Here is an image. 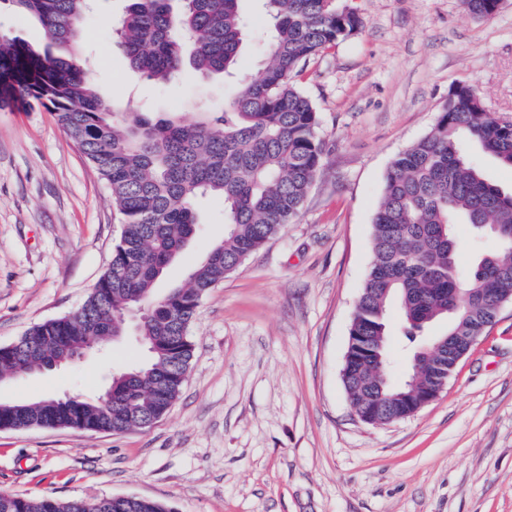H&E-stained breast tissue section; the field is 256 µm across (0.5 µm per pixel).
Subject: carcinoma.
Here are the masks:
<instances>
[{"instance_id":"1","label":"carcinoma","mask_w":512,"mask_h":512,"mask_svg":"<svg viewBox=\"0 0 512 512\" xmlns=\"http://www.w3.org/2000/svg\"><path fill=\"white\" fill-rule=\"evenodd\" d=\"M35 17L47 43L0 35V108L41 106L54 113L112 191L123 232L112 261L72 315L30 328L0 347V375L23 365L69 363L86 337L104 343L126 336L127 310L143 307L135 335L146 351L137 366L112 376L109 401L82 396L67 403L4 402L0 427H69L122 433L159 420L178 397L193 357L188 331L204 295L299 212L323 161L319 117L292 81L310 58L363 26L361 15L337 0H263L269 62L242 78L234 99L218 112L185 122L175 115L118 112L98 94L79 52L88 0H8ZM127 0L113 29L130 66L148 79L171 82L185 63L203 76L237 73L244 41L242 0ZM497 0H463L478 17ZM512 168V122L483 111L474 86L456 93L433 129L388 167L373 219L372 259L351 336H373L389 358L390 305L402 312V336L413 346L403 383L368 385L372 361L353 365L344 387L355 411L383 402L382 419L407 416L436 373L467 351L512 299V191L486 177L471 148ZM224 203V238L213 244L180 284L158 281L200 231L198 202ZM489 232L492 252L468 271L456 266L453 228ZM448 319L439 336L430 324ZM0 512H166L134 498L121 509L110 499L58 500L49 495L0 494Z\"/></svg>"}]
</instances>
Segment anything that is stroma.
Wrapping results in <instances>:
<instances>
[{"instance_id":"1","label":"stroma","mask_w":512,"mask_h":512,"mask_svg":"<svg viewBox=\"0 0 512 512\" xmlns=\"http://www.w3.org/2000/svg\"><path fill=\"white\" fill-rule=\"evenodd\" d=\"M355 35L295 82L319 113L325 152L297 216L202 298L180 396L123 433L0 430V494L136 496L175 512H512V304L460 360L447 388L384 425L355 415L342 382L372 256V222L393 158L427 135L451 90L475 86L512 121V0L489 18L461 0H353ZM125 0H91L82 48L114 108L184 120L223 108L236 86L186 69L160 85L131 68L109 21ZM239 69L269 51L260 0H242ZM201 235L160 288L224 237V204L199 205ZM122 226L104 180L44 108L0 109V347L77 311ZM132 337L75 364L0 384V401L99 395L138 364Z\"/></svg>"}]
</instances>
